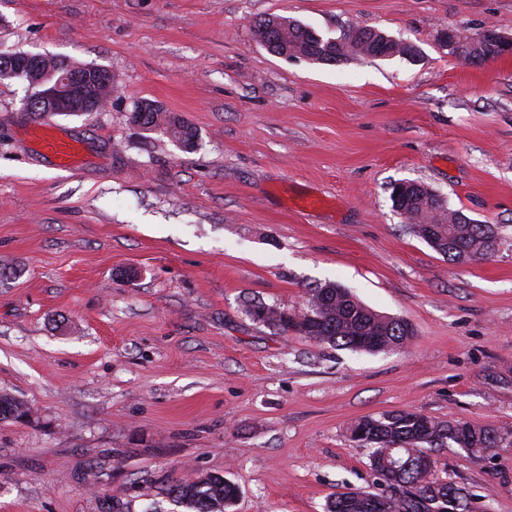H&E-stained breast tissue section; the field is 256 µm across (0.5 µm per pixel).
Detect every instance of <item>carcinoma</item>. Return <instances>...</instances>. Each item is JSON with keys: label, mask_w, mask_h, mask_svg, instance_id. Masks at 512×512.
<instances>
[{"label": "carcinoma", "mask_w": 512, "mask_h": 512, "mask_svg": "<svg viewBox=\"0 0 512 512\" xmlns=\"http://www.w3.org/2000/svg\"><path fill=\"white\" fill-rule=\"evenodd\" d=\"M255 32L267 50L286 58L330 63L349 50L378 58L387 53V48L378 46L373 31L363 28L350 29L334 41L316 35L303 23L272 16L257 21ZM454 38L456 48L451 54L463 63L473 56L496 59L502 53L498 45L482 37L475 40L456 30ZM135 109L143 112V131L164 133L182 147L198 137L195 127L151 100L138 102ZM391 200L417 236L432 226L442 244L450 245L458 256L464 253L473 261L494 253L497 235L490 225L461 223L462 212L434 206L426 192L393 194ZM305 309L319 321L313 325L299 323L274 305L245 302L246 313L258 322L283 332L291 329L312 341L340 349L366 353L400 351L414 336L404 320L378 313L347 289L330 282L309 290ZM24 415L22 403L7 394L0 395L1 421ZM350 438L369 449L371 469L386 490L368 493L362 499L337 492L328 499L326 512H473L465 487L432 478V467H421L414 460L427 454L429 448L455 447L471 455L488 448H512L511 430L463 420H439L408 410L366 416L351 426ZM390 449L403 459L404 467L397 473L387 466L385 455ZM167 494L192 512H225L238 497V488L220 475H209L178 480L169 486Z\"/></svg>", "instance_id": "obj_1"}]
</instances>
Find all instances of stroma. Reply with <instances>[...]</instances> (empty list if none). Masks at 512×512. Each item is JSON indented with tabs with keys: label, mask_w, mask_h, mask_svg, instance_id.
Here are the masks:
<instances>
[{
	"label": "stroma",
	"mask_w": 512,
	"mask_h": 512,
	"mask_svg": "<svg viewBox=\"0 0 512 512\" xmlns=\"http://www.w3.org/2000/svg\"><path fill=\"white\" fill-rule=\"evenodd\" d=\"M367 28L415 57L283 59L257 20ZM512 37V0H0V52L106 67L86 144L41 159L20 80L0 81V512H187L168 484L235 483L230 512H325L378 492L358 419L412 410L512 430V55L474 67L440 36ZM148 99L195 150L134 127ZM414 180L498 232L458 265L393 208ZM333 281L410 322L400 351L339 350L246 315ZM436 479L512 512V448H434Z\"/></svg>",
	"instance_id": "stroma-1"
}]
</instances>
